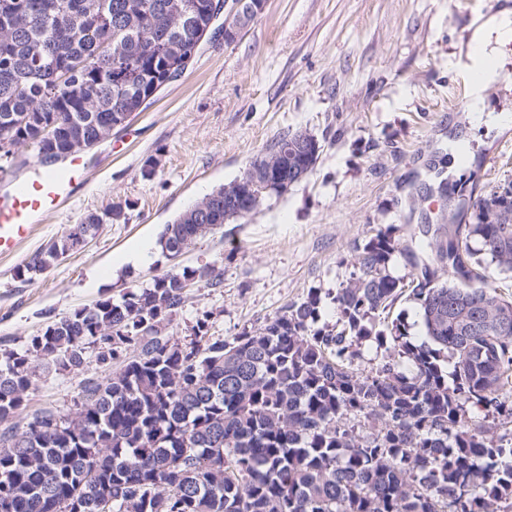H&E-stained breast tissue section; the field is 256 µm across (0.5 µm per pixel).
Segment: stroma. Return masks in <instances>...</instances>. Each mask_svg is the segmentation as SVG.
<instances>
[{
    "label": "stroma",
    "instance_id": "35a3bbf8",
    "mask_svg": "<svg viewBox=\"0 0 512 512\" xmlns=\"http://www.w3.org/2000/svg\"><path fill=\"white\" fill-rule=\"evenodd\" d=\"M499 0H267L233 43L204 41L181 76L87 153L84 186L39 223L12 257L0 258V342L24 346L49 318L149 287L155 276L208 266L223 281L197 283L168 333L188 342L196 320L232 340L260 327L310 290L322 322L338 319L334 296L355 270L356 248L378 231L401 251L395 277L410 280L432 254L424 224H452L448 192L488 196L512 181V126L469 128L471 111L453 62L471 19ZM313 134V169L250 214L198 239L179 257L164 248L166 224L235 180L283 135ZM464 139L472 162L448 172V142ZM158 160L146 179L141 167ZM124 221L101 225L79 251L20 282L16 268L91 213L114 206ZM153 245L150 261L118 267L122 254ZM76 372L38 369L27 409L75 410Z\"/></svg>",
    "mask_w": 512,
    "mask_h": 512
}]
</instances>
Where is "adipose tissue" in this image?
Segmentation results:
<instances>
[{"instance_id": "obj_1", "label": "adipose tissue", "mask_w": 512, "mask_h": 512, "mask_svg": "<svg viewBox=\"0 0 512 512\" xmlns=\"http://www.w3.org/2000/svg\"><path fill=\"white\" fill-rule=\"evenodd\" d=\"M467 47L456 67L468 77L466 95L470 109L485 112L489 94L499 85L512 84V71L505 67L503 48L512 42V6L501 5L496 11L478 14L468 26Z\"/></svg>"}]
</instances>
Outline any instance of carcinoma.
<instances>
[{"instance_id":"carcinoma-1","label":"carcinoma","mask_w":512,"mask_h":512,"mask_svg":"<svg viewBox=\"0 0 512 512\" xmlns=\"http://www.w3.org/2000/svg\"><path fill=\"white\" fill-rule=\"evenodd\" d=\"M0 15V131L46 166L106 138L122 114L143 111L166 75L172 44L190 54L193 28L175 12L213 17V0H20ZM66 78H61V73ZM54 122L55 137L46 127ZM493 198L472 203L473 221L425 226L436 259L456 282L421 268L409 284L391 275L400 251L388 232L357 247L352 279L335 296L339 324L317 326L318 291L288 304L260 328L226 342L197 320L198 344L165 333L182 311L185 287L210 269L185 267L148 288L98 300L47 322L19 349H0V505L6 512H512V334L495 318L477 330L456 320L461 306L512 312L494 272H512V223L484 221ZM208 224L194 208L165 226L179 255L226 223L224 187L210 193ZM126 219L114 207L90 214L30 261L22 282L52 267L101 225ZM408 289L429 343L415 345L399 320L380 329L379 312ZM387 352L366 373L353 368L359 345ZM96 346L102 366L121 372L81 382V407L58 413L26 407L33 359L54 372L80 369ZM500 417L487 439L478 415ZM370 432L365 433L363 429Z\"/></svg>"}]
</instances>
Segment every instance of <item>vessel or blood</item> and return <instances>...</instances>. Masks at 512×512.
Segmentation results:
<instances>
[{"instance_id": "obj_1", "label": "vessel or blood", "mask_w": 512, "mask_h": 512, "mask_svg": "<svg viewBox=\"0 0 512 512\" xmlns=\"http://www.w3.org/2000/svg\"><path fill=\"white\" fill-rule=\"evenodd\" d=\"M33 174L0 178V256L16 252L29 238L38 218L58 210L83 184L87 161L79 154L47 168L32 162Z\"/></svg>"}]
</instances>
